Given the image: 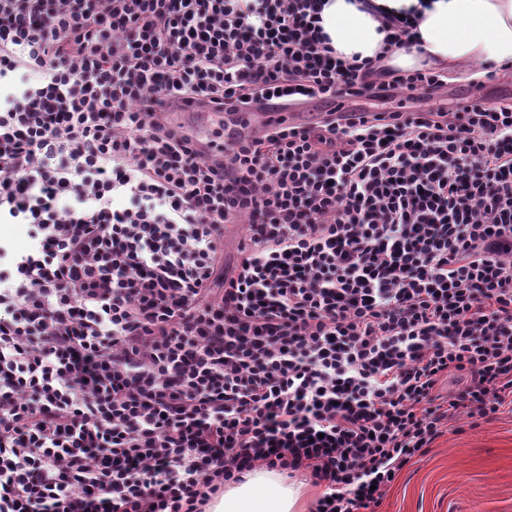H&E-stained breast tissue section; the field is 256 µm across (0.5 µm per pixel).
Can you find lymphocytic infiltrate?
I'll list each match as a JSON object with an SVG mask.
<instances>
[{
    "label": "lymphocytic infiltrate",
    "mask_w": 512,
    "mask_h": 512,
    "mask_svg": "<svg viewBox=\"0 0 512 512\" xmlns=\"http://www.w3.org/2000/svg\"><path fill=\"white\" fill-rule=\"evenodd\" d=\"M321 9L0 0V223L31 240L0 242V512H209L256 468L375 512L512 405V106L402 110L446 70L340 60ZM344 94L394 106L207 146L167 120ZM0 237L8 240L13 249L19 252L27 250L31 244L23 224H0ZM248 243L246 224H229L224 233V269L236 265L241 250Z\"/></svg>",
    "instance_id": "f902f5d3"
}]
</instances>
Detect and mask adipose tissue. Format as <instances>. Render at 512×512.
I'll return each mask as SVG.
<instances>
[{
	"label": "adipose tissue",
	"instance_id": "ef3b65f1",
	"mask_svg": "<svg viewBox=\"0 0 512 512\" xmlns=\"http://www.w3.org/2000/svg\"><path fill=\"white\" fill-rule=\"evenodd\" d=\"M409 7L419 15L415 38L384 53L387 16ZM321 26L347 61L383 53L386 66L403 71L512 66V0H325ZM296 501L276 473L257 470L225 491L211 512H293Z\"/></svg>",
	"mask_w": 512,
	"mask_h": 512
}]
</instances>
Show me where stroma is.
<instances>
[{"label": "stroma", "instance_id": "35a3bbf8", "mask_svg": "<svg viewBox=\"0 0 512 512\" xmlns=\"http://www.w3.org/2000/svg\"><path fill=\"white\" fill-rule=\"evenodd\" d=\"M376 512H512V410L449 423L396 477Z\"/></svg>", "mask_w": 512, "mask_h": 512}]
</instances>
